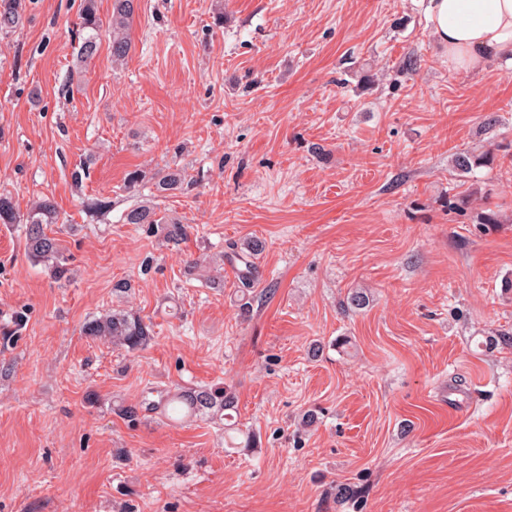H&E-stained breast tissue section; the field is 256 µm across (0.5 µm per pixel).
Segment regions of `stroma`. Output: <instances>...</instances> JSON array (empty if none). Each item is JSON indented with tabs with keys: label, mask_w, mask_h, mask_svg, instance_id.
I'll list each match as a JSON object with an SVG mask.
<instances>
[{
	"label": "stroma",
	"mask_w": 512,
	"mask_h": 512,
	"mask_svg": "<svg viewBox=\"0 0 512 512\" xmlns=\"http://www.w3.org/2000/svg\"><path fill=\"white\" fill-rule=\"evenodd\" d=\"M79 4L0 33V193L71 254L54 280L0 224V512H512V165L454 166L512 152V65L449 68L426 0H139L125 61L104 33L84 64ZM169 166L195 189L156 195ZM115 311L147 348L84 334ZM216 385L255 447L140 405ZM124 220L127 224H140L142 228L146 227L144 230L149 234L155 231L154 226L161 224L164 237L174 244H179L187 233V226L178 222L165 223L154 208L148 206H137L127 211ZM244 247L232 245L227 258L233 263L237 269L238 275L244 281H255L258 278V272L252 258L262 248V245L256 240H252L243 244Z\"/></svg>",
	"instance_id": "obj_1"
}]
</instances>
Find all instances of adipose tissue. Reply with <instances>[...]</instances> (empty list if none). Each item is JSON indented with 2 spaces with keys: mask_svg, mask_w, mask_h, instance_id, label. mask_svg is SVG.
Returning <instances> with one entry per match:
<instances>
[{
  "mask_svg": "<svg viewBox=\"0 0 512 512\" xmlns=\"http://www.w3.org/2000/svg\"><path fill=\"white\" fill-rule=\"evenodd\" d=\"M427 12L449 67L476 71L493 58L512 63V0H428Z\"/></svg>",
  "mask_w": 512,
  "mask_h": 512,
  "instance_id": "ef3b65f1",
  "label": "adipose tissue"
}]
</instances>
